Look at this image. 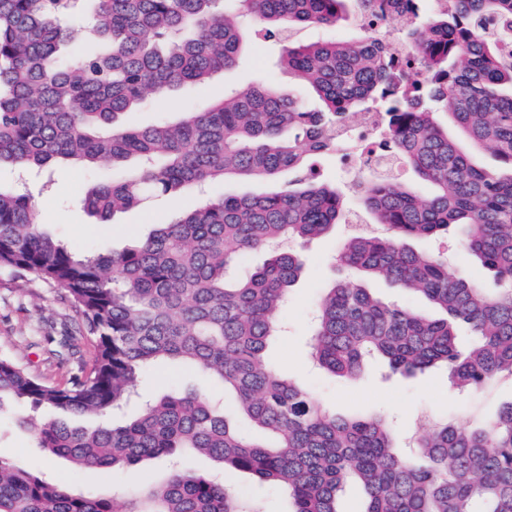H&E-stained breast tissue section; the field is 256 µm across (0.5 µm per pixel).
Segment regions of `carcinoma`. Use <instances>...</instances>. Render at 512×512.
Returning <instances> with one entry per match:
<instances>
[{"instance_id":"obj_1","label":"carcinoma","mask_w":512,"mask_h":512,"mask_svg":"<svg viewBox=\"0 0 512 512\" xmlns=\"http://www.w3.org/2000/svg\"><path fill=\"white\" fill-rule=\"evenodd\" d=\"M419 2L0 0V166L51 173L111 163L117 176L82 198L102 221L188 186L288 175L286 190L206 201L112 253L65 246L38 223L29 194L0 188V271L58 290L75 314L60 336L47 337L63 381L0 356V401L60 414L19 423L30 424L35 447L74 465L71 481H48L0 457V512H248L222 480L187 469L162 481L142 471L140 488L120 503L71 486L85 468L126 470L184 450L284 490L292 512H341L350 482L365 494L364 512H512V401L470 426L436 425L408 453L386 416H340L266 357L305 261L275 245L304 246L345 222V199L319 181L315 159L336 149L333 133L358 113L382 112L400 166L433 192L423 202L397 178L370 179L362 207L389 232L348 238L336 261L425 298L440 316L358 283L335 284L316 304L312 359L347 378L370 359L403 375L443 368L457 392L512 378V0H454L431 20ZM348 6L377 23L412 16L404 67L373 35L293 41L298 26L333 25ZM75 15L99 48L66 58L60 49ZM242 17L282 45L281 66L316 91L321 108L270 82L179 122L129 120L147 98L188 81L203 85L232 66ZM440 110L506 170L478 167L439 125ZM451 228L493 272L496 289L449 275L445 256L409 244ZM256 250L267 253L262 265L227 277ZM83 346L93 350L91 364L71 367ZM163 362L232 393L245 425L185 389L147 396L136 417L110 423Z\"/></svg>"}]
</instances>
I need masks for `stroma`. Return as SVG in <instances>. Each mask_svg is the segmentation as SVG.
Masks as SVG:
<instances>
[{"label":"stroma","mask_w":512,"mask_h":512,"mask_svg":"<svg viewBox=\"0 0 512 512\" xmlns=\"http://www.w3.org/2000/svg\"><path fill=\"white\" fill-rule=\"evenodd\" d=\"M278 56L279 50L272 43L250 38L234 66L213 75L205 85L185 84L166 97L149 99L135 112L134 120L142 126L162 120L173 122L185 113L222 99L225 90L265 81L302 98L308 106L318 105L319 100L310 86L279 67ZM318 168L323 180L345 193L348 221L305 248L304 269L290 289L281 315L285 331L274 337L268 347L267 357L272 366L298 382L331 411L345 415L380 412L392 419L401 431L410 428L414 420L423 415L434 423L446 420L471 424L512 400V382L508 380L483 393L458 396L450 391L446 373L438 369L411 378L389 376L381 363L374 360L367 364L362 375L347 379L311 366L309 341L316 301L323 289L353 279V272L335 265L334 258L354 224L368 221L367 216L360 213L361 188L368 179L367 174L347 168L333 157L320 159ZM111 178L112 166L108 163L91 171L63 167L49 178L35 174L25 176L9 165L0 167V184L12 186L27 182L36 198L39 223L77 251L91 246L122 250L137 235L146 232L149 225L162 222L171 211L193 210L206 197L219 199L227 195L270 193L287 186L283 179L275 182L228 178L211 184L202 192L185 189L173 201L148 202L144 207L117 214L104 223L88 215L81 199L87 190ZM413 246L446 254L448 270L453 275L485 288L494 285L491 273L464 252L462 237L457 232H449L439 240H417ZM66 314L56 290L36 282L22 287L11 276L0 274V355L14 357L40 373H54L55 360L48 352L47 338L58 335ZM192 386L208 395L217 391L216 386L200 378L194 370L172 364L155 367L143 383L144 391L151 394ZM17 411L14 402L0 404V456L56 480L69 475L73 470L69 461L46 458L34 448L30 431L14 421ZM224 482L232 492L258 501L264 512H290L292 508L283 491L258 481L253 475L229 473Z\"/></svg>","instance_id":"35a3bbf8"}]
</instances>
